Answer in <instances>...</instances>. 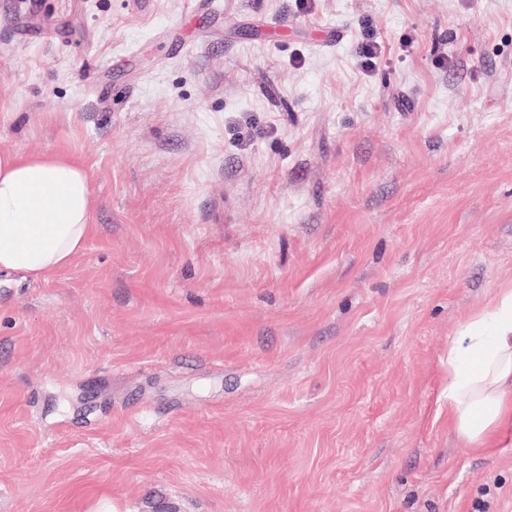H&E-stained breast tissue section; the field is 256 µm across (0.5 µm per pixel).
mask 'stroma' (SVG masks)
<instances>
[{
    "instance_id": "35a3bbf8",
    "label": "stroma",
    "mask_w": 512,
    "mask_h": 512,
    "mask_svg": "<svg viewBox=\"0 0 512 512\" xmlns=\"http://www.w3.org/2000/svg\"><path fill=\"white\" fill-rule=\"evenodd\" d=\"M3 150L94 229L0 273V512H512L448 428L512 286V0H0Z\"/></svg>"
}]
</instances>
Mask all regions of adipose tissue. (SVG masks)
Returning a JSON list of instances; mask_svg holds the SVG:
<instances>
[{
    "mask_svg": "<svg viewBox=\"0 0 512 512\" xmlns=\"http://www.w3.org/2000/svg\"><path fill=\"white\" fill-rule=\"evenodd\" d=\"M89 177L59 155L0 152V271L46 279L68 267L92 233ZM448 425L470 448L512 433V287L448 341Z\"/></svg>",
    "mask_w": 512,
    "mask_h": 512,
    "instance_id": "ef3b65f1",
    "label": "adipose tissue"
}]
</instances>
